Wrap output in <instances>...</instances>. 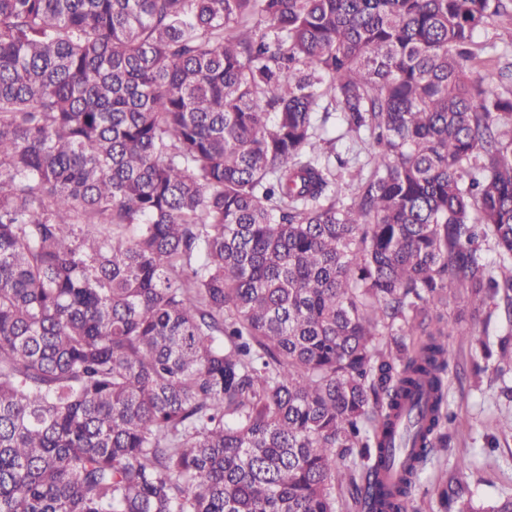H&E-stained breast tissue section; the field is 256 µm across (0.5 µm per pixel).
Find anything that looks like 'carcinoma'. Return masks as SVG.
Segmentation results:
<instances>
[{"label": "carcinoma", "mask_w": 512, "mask_h": 512, "mask_svg": "<svg viewBox=\"0 0 512 512\" xmlns=\"http://www.w3.org/2000/svg\"><path fill=\"white\" fill-rule=\"evenodd\" d=\"M493 15L0 0V512H408L453 421L441 308L512 326ZM474 40L480 44L492 42L497 44V52L485 51L480 56L481 61L477 62L475 66L486 82L494 86H501L498 76L499 67L506 60L512 62V20L506 17H493L483 29L476 33ZM506 48L509 51L511 49V56L510 52L508 55H502Z\"/></svg>", "instance_id": "1"}]
</instances>
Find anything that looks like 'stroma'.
I'll return each mask as SVG.
<instances>
[{
    "label": "stroma",
    "instance_id": "obj_1",
    "mask_svg": "<svg viewBox=\"0 0 512 512\" xmlns=\"http://www.w3.org/2000/svg\"><path fill=\"white\" fill-rule=\"evenodd\" d=\"M480 44L496 43L494 53H482L478 73L490 84H498L505 50H512V19L495 17L475 35ZM442 323L448 328V376L446 406L455 417L448 429V445L436 449L419 472L409 512H446L438 490L442 483L461 477L465 498L484 512L506 497H512V435L497 429L498 421L512 417V372H498L496 360H483L479 348L457 333L468 325L475 332H487L490 345H497L505 327L495 319L483 325L466 296H459L442 308ZM485 361L480 375L471 372L475 362Z\"/></svg>",
    "mask_w": 512,
    "mask_h": 512
}]
</instances>
